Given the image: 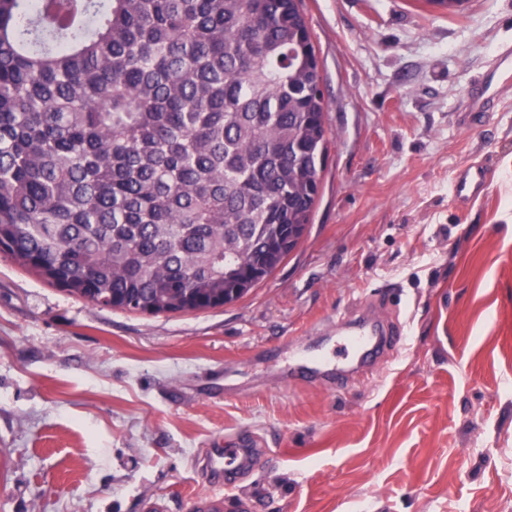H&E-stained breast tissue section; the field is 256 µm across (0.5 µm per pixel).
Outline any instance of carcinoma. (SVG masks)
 <instances>
[{
    "mask_svg": "<svg viewBox=\"0 0 512 512\" xmlns=\"http://www.w3.org/2000/svg\"><path fill=\"white\" fill-rule=\"evenodd\" d=\"M303 0H0V254L93 306L243 297L332 143Z\"/></svg>",
    "mask_w": 512,
    "mask_h": 512,
    "instance_id": "cac0c4a2",
    "label": "carcinoma"
}]
</instances>
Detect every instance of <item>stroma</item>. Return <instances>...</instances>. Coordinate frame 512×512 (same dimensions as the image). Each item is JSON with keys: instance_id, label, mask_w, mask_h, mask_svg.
Here are the masks:
<instances>
[{"instance_id": "obj_1", "label": "stroma", "mask_w": 512, "mask_h": 512, "mask_svg": "<svg viewBox=\"0 0 512 512\" xmlns=\"http://www.w3.org/2000/svg\"><path fill=\"white\" fill-rule=\"evenodd\" d=\"M333 136L299 249L239 301L143 316L0 256V512H189L242 430L265 463L239 512H512V102L456 123L512 43V0H304ZM487 162L491 192L451 195ZM403 343L335 390L289 377L361 306ZM279 355L271 363L267 352Z\"/></svg>"}]
</instances>
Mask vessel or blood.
<instances>
[{
  "mask_svg": "<svg viewBox=\"0 0 512 512\" xmlns=\"http://www.w3.org/2000/svg\"><path fill=\"white\" fill-rule=\"evenodd\" d=\"M511 98L512 48L501 47L493 56L490 69L468 88L458 123L468 129L477 127L489 120L495 102ZM490 186L487 169L470 164L458 171L452 192L458 200L466 202L483 196ZM336 332L344 338V350L358 354L366 367L382 361L399 341L398 330L367 310L339 322ZM309 376L324 387L334 386L342 379L337 363L328 359L312 367ZM232 442V451L218 448L204 460V471L218 491L197 500L193 505L195 512H223L224 496L235 490L237 477L254 472L268 455L265 441L254 434H235Z\"/></svg>",
  "mask_w": 512,
  "mask_h": 512,
  "instance_id": "vessel-or-blood-1",
  "label": "vessel or blood"
}]
</instances>
